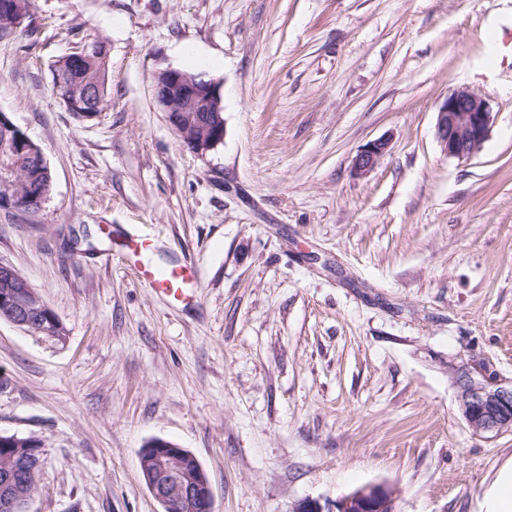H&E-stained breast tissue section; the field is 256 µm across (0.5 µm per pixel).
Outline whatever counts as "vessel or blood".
I'll list each match as a JSON object with an SVG mask.
<instances>
[{
	"label": "vessel or blood",
	"mask_w": 512,
	"mask_h": 512,
	"mask_svg": "<svg viewBox=\"0 0 512 512\" xmlns=\"http://www.w3.org/2000/svg\"><path fill=\"white\" fill-rule=\"evenodd\" d=\"M155 246L151 238L134 234L117 245L116 257L129 267L136 278L164 295L176 309L194 306L198 301V272L193 263L179 259L165 263L153 258Z\"/></svg>",
	"instance_id": "obj_1"
}]
</instances>
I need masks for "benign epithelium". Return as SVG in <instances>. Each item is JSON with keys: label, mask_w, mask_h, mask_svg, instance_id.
<instances>
[{"label": "benign epithelium", "mask_w": 512, "mask_h": 512, "mask_svg": "<svg viewBox=\"0 0 512 512\" xmlns=\"http://www.w3.org/2000/svg\"><path fill=\"white\" fill-rule=\"evenodd\" d=\"M217 84L193 83L189 78L167 73L154 84L155 99L168 114L169 123L181 127L205 128L200 113L208 111ZM65 108L78 112L85 121L95 119L101 104L84 109L86 100L94 98V90L82 94L64 92L59 95ZM492 124L487 103L474 92L462 88L450 94L439 105L436 139L441 152L464 159L472 156L485 142ZM0 129L16 141L31 140L6 114L0 115ZM388 150V141L376 139L357 151L353 167L358 175L372 171ZM0 280L10 288L0 294V316L20 328L33 326L44 318V332L53 336L66 334L58 319L31 304L29 287L14 269L0 264ZM459 409L473 432L477 434L512 431V382L489 381L480 366L456 372ZM141 468L146 484L163 505V512H212L208 479L196 457L177 444L157 440L141 455ZM24 484L17 479L16 469L7 465L0 469V508L4 512H30L34 493L21 491ZM395 490L385 484H368L334 500L305 499L292 512H393Z\"/></svg>", "instance_id": "benign-epithelium-1"}]
</instances>
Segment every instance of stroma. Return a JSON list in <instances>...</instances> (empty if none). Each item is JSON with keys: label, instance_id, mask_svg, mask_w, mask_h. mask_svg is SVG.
<instances>
[{"label": "stroma", "instance_id": "35a3bbf8", "mask_svg": "<svg viewBox=\"0 0 512 512\" xmlns=\"http://www.w3.org/2000/svg\"><path fill=\"white\" fill-rule=\"evenodd\" d=\"M0 46V111L42 149L39 211L0 208V264L66 343L0 318V433L41 438L30 512H163L153 439L192 453L212 512H292L385 484L394 512H478L512 432L477 434L455 371L512 381V0H33ZM110 50L82 121L53 89L72 35ZM173 67L220 89L224 140L182 144L154 96ZM491 130L445 156L436 112ZM390 143L355 174L370 141ZM154 237L200 272L179 311L112 259ZM93 247L71 248L75 235ZM436 114L439 147L445 155L458 159L469 158L481 147L493 120L487 103L466 88L448 94ZM387 150L388 141L385 139L380 138L365 144L354 157L353 167L356 174L365 175L372 171Z\"/></svg>", "mask_w": 512, "mask_h": 512}]
</instances>
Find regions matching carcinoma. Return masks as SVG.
<instances>
[{
    "instance_id": "obj_1",
    "label": "carcinoma",
    "mask_w": 512,
    "mask_h": 512,
    "mask_svg": "<svg viewBox=\"0 0 512 512\" xmlns=\"http://www.w3.org/2000/svg\"><path fill=\"white\" fill-rule=\"evenodd\" d=\"M32 7V0H0V45L10 43L23 25L31 24ZM82 43L89 46L82 62L76 63L67 55L55 62L53 86L59 93L68 86L90 85L94 88L95 100L105 102L109 73L107 45L87 35L77 41L79 45ZM16 180L30 184V190L16 201L15 207L24 211L40 209V199L49 196L52 190L51 172L41 149L21 152L0 131V187ZM41 447V440L33 436L20 437L16 442L0 438V464L14 462L30 471L36 468Z\"/></svg>"
}]
</instances>
